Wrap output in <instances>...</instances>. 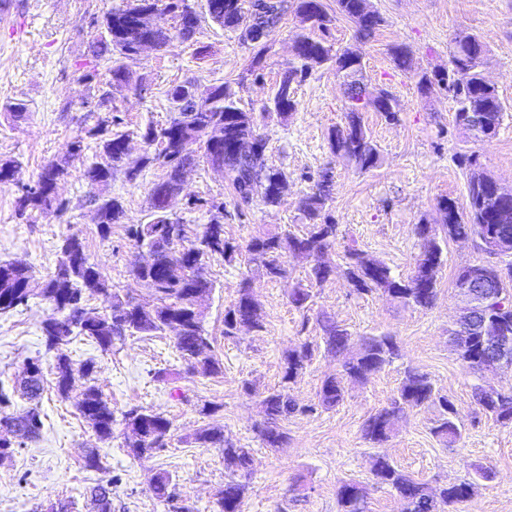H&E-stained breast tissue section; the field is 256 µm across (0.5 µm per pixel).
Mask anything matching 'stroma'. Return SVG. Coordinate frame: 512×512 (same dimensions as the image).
<instances>
[{
  "mask_svg": "<svg viewBox=\"0 0 512 512\" xmlns=\"http://www.w3.org/2000/svg\"><path fill=\"white\" fill-rule=\"evenodd\" d=\"M125 3L0 0V163L15 167L13 178L0 182V262L27 263L36 290L28 305L0 313V384L5 388L14 386L28 359L41 358L47 367L53 362L44 353L42 336L49 308L37 290L55 271L63 237L75 235L85 243L113 290L154 303L151 287L129 274L141 249L128 227L150 221L151 190L160 170L143 169L133 181L121 174L113 179L109 192L121 199L125 216L105 239L97 234L91 202L97 190L82 171L106 161L90 129L115 115L124 131L166 123L172 116L166 96L172 85L191 83L202 92L222 83L240 107L262 113L260 131L268 143L269 162L284 170L288 181L278 206L256 202L240 213L224 177L207 164L196 163L187 169L184 195L171 209L194 233L206 224L207 213L203 207L188 206L191 196L223 199L224 236L241 247L258 235L303 233L306 220L298 202L328 167L334 174L330 213L339 226L332 263H341L344 250L352 247L406 276L419 253L417 225L440 224L438 202H460L466 195L459 155L477 153L487 172L512 187V0H368L383 24L362 41L345 18L333 21L329 43L361 54L367 93L389 91L398 111L394 122L376 112L364 113L368 135L382 158L379 168L364 174L353 161L329 150L328 133L343 124L346 106L334 70L322 67L308 75L296 90L298 106L290 115H280L271 105L282 71L295 59L294 40L302 31L292 14L270 34L269 51L253 76L248 72L252 45L237 31L206 17V0H192L202 16L193 41L175 38L162 50L124 59V66L142 78V90L113 87L111 108L98 107V85L107 80L111 61L94 54L91 43L99 30L91 22ZM462 31L485 43L489 63L484 76L506 107L498 134L481 141L455 124L456 105L446 92L424 95L417 87L422 71L447 69L452 40ZM401 46L412 52L405 70L396 67L392 57L393 49ZM88 72L95 73L94 82L85 80ZM15 104L24 107L22 119L11 114ZM79 134L85 138L84 154L71 161L57 187L66 211H35L19 218L18 196L36 183L43 165L63 156L66 143ZM442 248L438 294L429 309L406 307L382 294H357L340 272L311 285L310 261L285 255L282 278H252L262 329L233 338L224 335V310L238 296L246 265L211 258L206 275L215 287L206 301L204 327L215 339L213 354L224 368L217 376L189 372L169 335L129 336L107 353L86 337L71 338L63 352L74 366L93 364L94 382L114 413L142 406L164 414L172 421L170 443L134 457L122 422L114 423L111 440L99 442L74 399L46 390L40 440L0 459V512H44L58 500L70 503L71 512H95L87 489L107 480L112 483V512H178L183 506L190 512H216L217 493L229 472L218 449L192 443L195 431L206 424L252 451L243 512H338L336 489L344 481L367 488L369 512H401L393 492L375 482L373 463L380 456L433 486L473 477L479 466L489 468L492 480L480 482L474 496L453 505L450 512H512V425L496 423L476 406L473 387L480 379L462 365L448 336L460 308L455 274L460 267L482 261L483 255L469 241L450 239ZM306 287L312 290L311 302L307 308H295L290 291ZM322 314L356 338L395 336L400 349L399 358L368 382L347 383L343 402L328 410L315 406L322 380L337 369L335 356L318 346L317 318ZM304 340L315 342L316 349L289 388L302 410L282 423L287 442L266 447L255 432L264 417L259 398L281 388L283 354ZM409 366L427 373L453 403L464 426L454 446L433 434L439 417L433 406L404 415L383 444L364 440V421L396 397ZM161 371L166 372V381L157 380ZM247 383L252 393H245ZM206 405L212 407L211 415L202 414ZM92 448L100 451L102 470L84 466ZM161 471L172 477L173 501L163 502L152 494L151 479Z\"/></svg>",
  "mask_w": 512,
  "mask_h": 512,
  "instance_id": "stroma-1",
  "label": "stroma"
}]
</instances>
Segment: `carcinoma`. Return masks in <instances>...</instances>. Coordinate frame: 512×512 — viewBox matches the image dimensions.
I'll return each mask as SVG.
<instances>
[{
	"instance_id": "obj_1",
	"label": "carcinoma",
	"mask_w": 512,
	"mask_h": 512,
	"mask_svg": "<svg viewBox=\"0 0 512 512\" xmlns=\"http://www.w3.org/2000/svg\"><path fill=\"white\" fill-rule=\"evenodd\" d=\"M277 6L266 14L254 11L253 0H208L209 18L216 24L251 35L250 42L259 44L265 36L256 31L263 26L275 29L288 9H293L300 22L312 23L321 35L300 33L297 42L300 54L295 63L288 64L276 85L273 97L276 111L287 115L297 109L296 86L315 68L329 65L338 69L354 53L345 49L333 51L324 37L333 21L323 0H276ZM336 14L347 19L359 36H371L382 19L368 8L367 0H336ZM201 19L191 7L190 0H127V4L95 21L100 29L96 41L98 55L115 56L109 69V79L99 87L97 104H112V88L140 86L142 80L120 63L129 58L144 41L161 50L173 37L192 40ZM488 64V54L482 41L474 34L461 32L454 38V48L448 61V70L424 72L418 80L419 91L426 95L435 89L445 90L455 101V123L481 139V131L489 126L499 130L503 122L504 107L493 86L487 83L482 70ZM345 123L331 130L329 144L336 156L354 161L361 172L380 166L381 156L371 142L363 113L371 110L382 114L386 120H397L391 93L384 99H374L363 93L361 85L346 90ZM167 96L174 105L175 115L168 124L158 128L148 124L132 132H115L101 139V150L109 158L105 165L93 164L83 171L84 178L99 193L92 197L98 211L97 230L101 237L111 233L112 225L122 223V202L105 194L117 172L124 173L130 181L140 170L156 166L163 177L151 193V220L146 224H132L129 234L146 249L143 264L133 265L130 276L153 285L157 303L147 307L134 298L112 291L99 266L92 262L83 241L74 235L62 239L58 263L54 274L41 288L51 313L43 322L44 354L54 355L53 381L57 394L67 399L76 378L85 380V388L76 401L77 410L101 441L112 439L114 413L103 398L99 388L92 384L93 366L85 364L74 369L67 355L59 346L73 336H87L104 351L127 336H176L175 343L181 358L191 370H201L210 375L223 373V367L212 356L213 338L203 325V303L212 292L213 282L203 273L207 260L224 257V262L236 261L237 246L224 238V212L207 210L208 222L203 229L190 233L188 225L172 217V199L179 193L184 169L199 161L209 166L224 165L225 176L233 190L237 208L249 207L258 201L266 206L281 202L278 185L287 179L284 171L266 164L267 142L259 132V115L238 106L233 94L222 84L210 88L207 96L198 99L190 83L172 86ZM218 129V140L208 136L209 129ZM138 138L147 147L135 165H127L131 142ZM83 140L74 138L63 159L44 165L35 187L27 190L16 201V212L23 217L33 210L55 209L62 211L66 204L56 193L57 181L67 173L69 162L81 155ZM459 166L466 171L467 195L463 202L445 199L439 203L442 224L432 227L420 224L417 234L421 239L420 253L413 275L406 279L395 276L391 267L381 260H370L355 248L345 251L344 274L353 290L359 294L381 292L405 306L429 308L437 296L438 272L443 264L441 241L445 238L465 237L476 242L487 260L476 264L483 273V285L502 293V303L495 304L489 312L470 310L460 319V326L487 323L495 329L512 333V201L497 200L494 177L483 172L478 179L472 168L478 166L476 154L458 158ZM333 179L329 170L319 175L315 190L300 201V210L309 221V230L298 236L288 231L255 236L246 245L248 262L253 270L273 279L284 275L283 258L287 253L299 252L313 262L311 279L317 283L334 273L326 260L328 251L336 242L338 224L326 213L332 200ZM92 291L110 296L109 308L99 311L87 306L85 292ZM33 295L30 267L15 262H0V313L25 305ZM240 322H250L253 328H263L259 304L255 301L250 279H244L237 299L224 312V337H235L234 330ZM319 325L323 332L325 349L336 356L339 369L326 377L318 391V405L334 407L345 396L347 379L366 382L393 359L399 357V346L392 336H363L352 338L348 330L327 315L321 316ZM459 358L475 375L491 369L482 360L479 339L467 336L453 337ZM312 349L307 342L289 350L284 356L282 383L287 385L299 376L311 359ZM31 369L21 376L18 390L27 400L22 412L0 418V423H14L17 434H0V456L12 448L39 439L43 421L39 403L45 391V375L41 360H29ZM473 398L486 415L502 424H512V387L497 388L478 383L473 388ZM260 404L264 421L256 429L258 438L270 448L283 445L288 435L281 426L282 420L299 410L286 388L265 395ZM425 405H437L440 418L433 434L451 446L461 438L452 403L436 390L428 374L414 368L404 371L397 397L390 406L370 416L362 426L365 439L382 443L390 438L398 420L408 411ZM129 429L127 447L135 457L151 454L167 446L172 422L164 415L150 409L134 406L123 413ZM198 448H216L224 458L225 467L232 478L224 482L217 498V512H241L248 490L247 479L251 471L250 449L237 446L224 438V433L207 425L200 427L193 436ZM379 483L393 489L403 503L401 512H446L454 503L469 500L477 481L488 480L491 473L476 469L477 478L429 488L405 474L388 460L379 457L373 466ZM170 476L157 474L152 484L153 495L167 500ZM111 484L96 483L89 494L97 512H112V498L103 490ZM339 512H367L364 487L356 483H342L336 491Z\"/></svg>"
}]
</instances>
